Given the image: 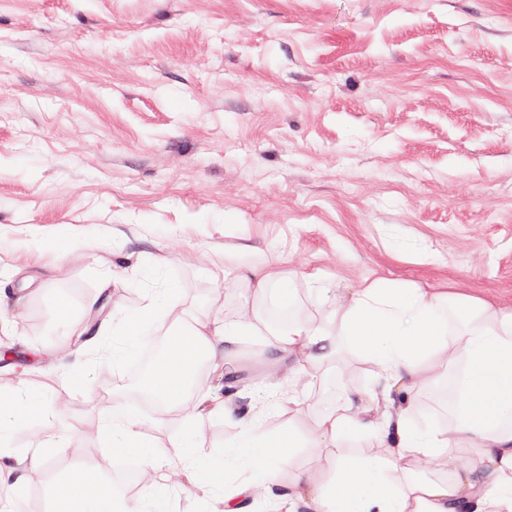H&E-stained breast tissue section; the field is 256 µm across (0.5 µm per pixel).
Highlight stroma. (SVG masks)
<instances>
[{
    "instance_id": "1",
    "label": "stroma",
    "mask_w": 512,
    "mask_h": 512,
    "mask_svg": "<svg viewBox=\"0 0 512 512\" xmlns=\"http://www.w3.org/2000/svg\"><path fill=\"white\" fill-rule=\"evenodd\" d=\"M61 234L70 247L56 260L47 247ZM244 242L293 272L291 303L324 325L365 279L511 307L512 0H0V347L15 353L0 394L23 383L49 410L0 436L14 461L48 450L0 503L46 512L43 482L73 467L115 480L102 427L116 402L169 448L180 421L158 422L139 393L141 351L114 364L81 331L170 286L187 321H252L282 296L216 269ZM315 271L325 290L308 287ZM336 346L316 363L255 333L225 343L223 370L205 364L200 384L235 373L231 414L205 428V451L249 417L270 434L295 417L320 435L331 372L360 416L446 426L428 392L391 384L344 337ZM77 349L84 384L66 380ZM288 395L296 403L274 406ZM353 457L396 462L414 483L449 477L443 450L422 468L390 440L327 439L277 461L268 483L232 459L218 491L167 464L162 502L137 482L116 490L143 512H214L223 497L241 512H316Z\"/></svg>"
}]
</instances>
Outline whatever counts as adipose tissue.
Segmentation results:
<instances>
[{"instance_id":"obj_1","label":"adipose tissue","mask_w":512,"mask_h":512,"mask_svg":"<svg viewBox=\"0 0 512 512\" xmlns=\"http://www.w3.org/2000/svg\"><path fill=\"white\" fill-rule=\"evenodd\" d=\"M225 274L235 275L265 294L276 288L289 293L291 279L266 262L245 259L243 254L224 257ZM454 320L445 318V311ZM166 318L164 348L139 391L159 415H183L184 425L170 434L172 447L185 468L202 477L219 480L214 458L201 455L202 431L212 418L223 413V404L210 393H197L194 371L202 360L217 361L223 345L246 331L266 329L283 353L315 349L327 359L328 328L314 322L288 317L269 324L257 318L250 325L225 319L216 328L189 324L176 315L169 292L146 296L142 306L125 315L119 327L98 325L87 345L99 344L113 334L110 357L121 362L126 351L138 346L155 321ZM339 333L380 367L392 380L413 382L425 379L434 402L447 407L448 426L437 431H420L399 417L395 429L373 421L354 418L355 399L342 375L329 374L322 381L330 400L320 418L321 438L290 434L266 436L261 427L243 424L233 442L255 472L267 476L274 460L284 458L293 445L317 448L322 438L356 443L364 439L383 441L395 433L404 454L435 449H473L475 463L455 469L445 483L427 482L409 486L389 480L390 462L368 458L346 464L336 473V491L321 496L317 512H512V308L453 294L431 295L420 288L374 281L354 288L350 303L339 313ZM447 357L449 365L432 374L433 362ZM43 394L18 387L14 398L0 401V433L27 420L43 417ZM137 412L116 403L108 416L104 435L115 463L139 459L142 475L155 472L162 456L157 444L142 431ZM43 495L55 512H136L112 485L94 469H77L43 487Z\"/></svg>"}]
</instances>
